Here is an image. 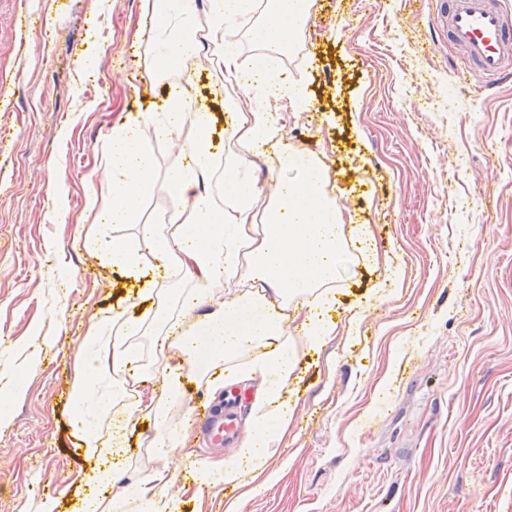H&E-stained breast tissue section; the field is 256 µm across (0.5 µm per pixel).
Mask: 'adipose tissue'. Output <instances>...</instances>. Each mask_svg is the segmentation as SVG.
<instances>
[{
	"label": "adipose tissue",
	"instance_id": "obj_1",
	"mask_svg": "<svg viewBox=\"0 0 512 512\" xmlns=\"http://www.w3.org/2000/svg\"><path fill=\"white\" fill-rule=\"evenodd\" d=\"M145 10L156 21L158 48L145 78L166 85L198 53L194 10L191 0H145ZM208 14L210 54L221 65L214 86L219 91L229 85L239 90L224 98L228 149L216 156L212 113L187 93L175 92L158 111L154 132L173 138L189 125L195 136L182 148L183 163L168 174L173 201L168 223L139 221V203L153 178L139 123L113 132L101 192L87 201L93 222L84 238L86 247H100L103 223L137 227L136 234L113 236L102 247L107 264L134 271L148 252L156 258L163 280L187 277L194 287L181 293L163 290L151 304V319L116 315L108 322L90 323L77 339L69 424L91 464L84 476L89 493L83 512H129L133 503L139 512H178L175 500L164 498L159 490L183 465L174 453L183 438L170 431L165 398L125 404L129 391L148 375L139 344L146 328L156 332L166 397L181 396L185 377L196 372L204 355L209 366L223 365L225 385L258 381L250 433L231 456L197 473L199 485L232 487L243 485L245 473L258 478L266 472L270 447L288 430L299 346L325 342L334 331L316 312L327 301L324 289L335 283L345 257L340 210L324 191L325 170L288 148L275 113L265 105L268 98L298 93L280 59L293 50L303 31L305 8L297 0H209ZM244 23L263 51L260 65L252 70L241 68L237 43L229 36ZM273 149L292 176L278 180L267 194L250 178L249 168L255 157ZM215 173L224 186L220 201L199 190ZM243 263L249 266L252 286L230 291L228 284ZM299 297L304 300L299 314L302 334L294 339L286 334L288 304ZM174 303L186 308L191 328L173 317ZM251 351L259 352V359L242 362V355ZM144 419L153 422V444L170 465L131 480L123 469L113 467L112 459Z\"/></svg>",
	"mask_w": 512,
	"mask_h": 512
}]
</instances>
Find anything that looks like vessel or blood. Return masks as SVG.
I'll use <instances>...</instances> for the list:
<instances>
[{"label":"vessel or blood","instance_id":"vessel-or-blood-1","mask_svg":"<svg viewBox=\"0 0 512 512\" xmlns=\"http://www.w3.org/2000/svg\"><path fill=\"white\" fill-rule=\"evenodd\" d=\"M448 41L460 54L462 70L475 74L486 88L512 81V14L496 0H448L443 13ZM192 425L202 433L230 443L239 434V421L233 406L216 409L201 400L192 408Z\"/></svg>","mask_w":512,"mask_h":512}]
</instances>
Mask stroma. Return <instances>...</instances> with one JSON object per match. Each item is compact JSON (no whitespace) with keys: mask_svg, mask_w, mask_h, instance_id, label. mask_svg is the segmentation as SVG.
Listing matches in <instances>:
<instances>
[{"mask_svg":"<svg viewBox=\"0 0 512 512\" xmlns=\"http://www.w3.org/2000/svg\"><path fill=\"white\" fill-rule=\"evenodd\" d=\"M441 0H308L282 68L302 106L270 100L284 141L327 172L347 262L323 310L326 343L299 351L294 417L271 456L273 483L205 488L172 478L180 512H512V82L482 91L459 70ZM142 0H0V512H81L88 467L68 420L75 339L90 319L151 317L155 260L134 273L83 245L113 129L158 111L168 88L143 75ZM224 105L206 58L171 87ZM184 126L179 141L193 137ZM154 166L138 224H163L179 141L146 133ZM40 348L37 365L26 353ZM223 376H188L170 402L224 396ZM140 422L120 461L163 469Z\"/></svg>","mask_w":512,"mask_h":512,"instance_id":"stroma-1","label":"stroma"}]
</instances>
